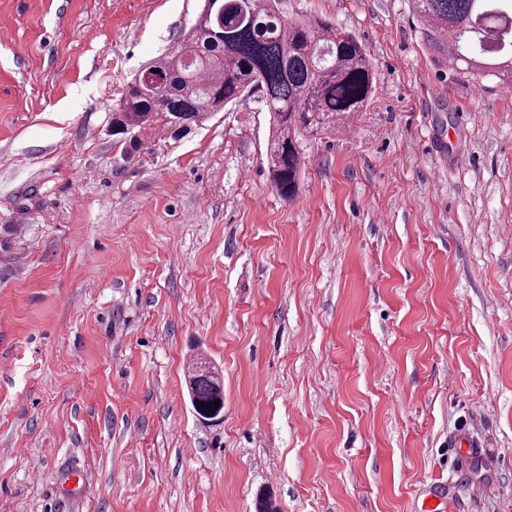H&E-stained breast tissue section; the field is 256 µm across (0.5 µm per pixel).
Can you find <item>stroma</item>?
<instances>
[{
    "mask_svg": "<svg viewBox=\"0 0 512 512\" xmlns=\"http://www.w3.org/2000/svg\"><path fill=\"white\" fill-rule=\"evenodd\" d=\"M202 6L0 0V512H420L434 484L446 512H512V90L473 95L409 0H285L376 75L289 201L257 94L112 135ZM201 356L217 424L187 394ZM66 469L91 498L59 495ZM189 394L193 410L205 419L224 418V381L221 374L212 366V371L202 373L198 370V363L188 372ZM214 401H218L215 406ZM209 405V408H205ZM216 413L214 416H206Z\"/></svg>",
    "mask_w": 512,
    "mask_h": 512,
    "instance_id": "obj_1",
    "label": "stroma"
}]
</instances>
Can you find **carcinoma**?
I'll return each mask as SVG.
<instances>
[{"label":"carcinoma","mask_w":512,"mask_h":512,"mask_svg":"<svg viewBox=\"0 0 512 512\" xmlns=\"http://www.w3.org/2000/svg\"><path fill=\"white\" fill-rule=\"evenodd\" d=\"M281 0H224L203 7L187 40L145 67L112 109V135L135 142L156 127L184 132L254 91L269 113L267 163L272 187L298 191L304 144L341 127L373 94L375 76L362 44L330 22L290 20ZM428 49L474 82L512 88V0H412ZM193 410L224 416V381L198 365L188 372Z\"/></svg>","instance_id":"cac0c4a2"}]
</instances>
